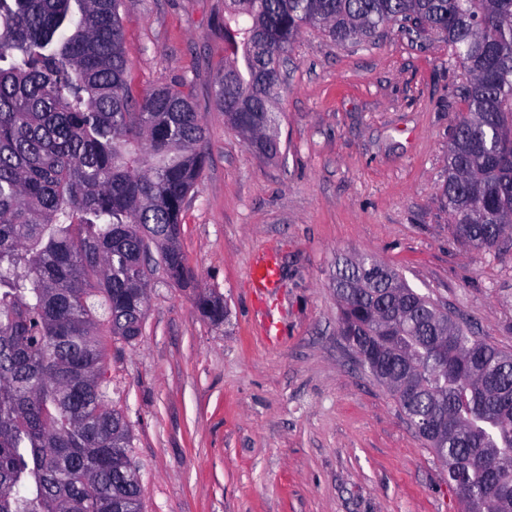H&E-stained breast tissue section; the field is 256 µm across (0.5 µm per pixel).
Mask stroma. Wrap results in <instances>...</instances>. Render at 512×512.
I'll return each mask as SVG.
<instances>
[{
    "instance_id": "obj_1",
    "label": "stroma",
    "mask_w": 512,
    "mask_h": 512,
    "mask_svg": "<svg viewBox=\"0 0 512 512\" xmlns=\"http://www.w3.org/2000/svg\"><path fill=\"white\" fill-rule=\"evenodd\" d=\"M134 94L186 82L207 164L180 244L228 317L150 278L143 332L102 335L112 406L130 424L142 512H462L448 470L338 334L336 258L370 253L487 343L512 353V238L481 253L443 205L468 79L447 43L393 25L361 45L304 29L272 105L280 148L224 118V0H123ZM278 243L268 346L252 326L253 257ZM197 287V288H198ZM195 305L202 318L215 324L224 321L227 313L224 303L212 292L198 291L195 296Z\"/></svg>"
}]
</instances>
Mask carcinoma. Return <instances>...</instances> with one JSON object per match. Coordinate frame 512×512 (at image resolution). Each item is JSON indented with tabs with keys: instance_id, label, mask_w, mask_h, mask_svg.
I'll list each match as a JSON object with an SVG mask.
<instances>
[{
	"instance_id": "carcinoma-1",
	"label": "carcinoma",
	"mask_w": 512,
	"mask_h": 512,
	"mask_svg": "<svg viewBox=\"0 0 512 512\" xmlns=\"http://www.w3.org/2000/svg\"><path fill=\"white\" fill-rule=\"evenodd\" d=\"M120 7L0 0V512H141L101 327L142 335L152 245L168 282L196 281L179 238L205 127L183 82L133 93ZM402 21L469 74L441 195L456 235L489 252L512 235V0H224V117L265 127L303 28L357 45ZM335 288L340 335L464 512H512V355L372 255L340 258ZM195 305L224 321L213 293Z\"/></svg>"
}]
</instances>
